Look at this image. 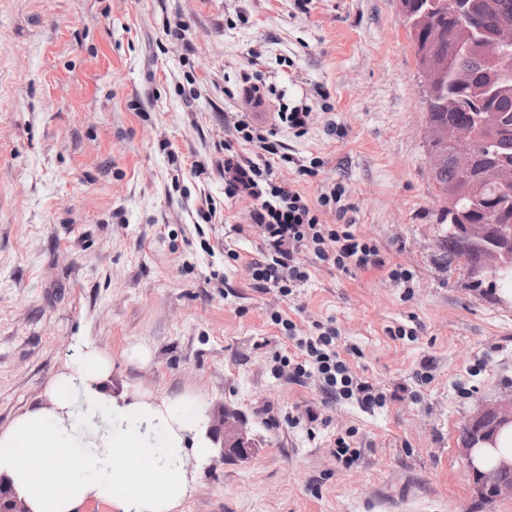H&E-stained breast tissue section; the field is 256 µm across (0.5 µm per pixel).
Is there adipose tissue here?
Here are the masks:
<instances>
[{
  "instance_id": "adipose-tissue-1",
  "label": "adipose tissue",
  "mask_w": 512,
  "mask_h": 512,
  "mask_svg": "<svg viewBox=\"0 0 512 512\" xmlns=\"http://www.w3.org/2000/svg\"><path fill=\"white\" fill-rule=\"evenodd\" d=\"M111 371L96 349L80 350L52 382L49 407L0 434V479L29 512H74L89 499L117 512H174L190 493L189 470L209 463L214 448L202 405L114 398ZM471 457L482 470L512 467V422Z\"/></svg>"
}]
</instances>
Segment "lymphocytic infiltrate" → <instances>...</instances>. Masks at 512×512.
Returning a JSON list of instances; mask_svg holds the SVG:
<instances>
[{
  "instance_id": "1",
  "label": "lymphocytic infiltrate",
  "mask_w": 512,
  "mask_h": 512,
  "mask_svg": "<svg viewBox=\"0 0 512 512\" xmlns=\"http://www.w3.org/2000/svg\"><path fill=\"white\" fill-rule=\"evenodd\" d=\"M287 159L275 129L255 123L246 112L234 121L224 142V196L250 200L251 222L264 227L260 256L248 264L253 288L260 293L293 295L310 278L309 269L299 260L303 254L345 272L383 270L395 284H409L412 273L388 266L379 248L358 236L353 225L323 222L326 212H341L342 185H333L312 200L295 185L277 180L275 171ZM270 321L292 347L284 359L291 379L315 376L329 403L351 400L366 410L386 405V393L358 377L340 351L333 320L316 323L305 334L287 314L274 312Z\"/></svg>"
}]
</instances>
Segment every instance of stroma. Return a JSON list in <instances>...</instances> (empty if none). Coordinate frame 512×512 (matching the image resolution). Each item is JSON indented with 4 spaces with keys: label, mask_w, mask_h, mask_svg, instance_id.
Wrapping results in <instances>:
<instances>
[{
    "label": "stroma",
    "mask_w": 512,
    "mask_h": 512,
    "mask_svg": "<svg viewBox=\"0 0 512 512\" xmlns=\"http://www.w3.org/2000/svg\"><path fill=\"white\" fill-rule=\"evenodd\" d=\"M398 0H0V433L48 406L84 346L114 396L184 395L239 412L260 447L191 471L177 512H512L482 492L459 431L512 395V297L446 263L415 51ZM181 25L171 42L169 26ZM304 135L278 128L276 176L309 198L346 190L348 220L411 287L305 256L289 298L257 292L263 246L216 166L252 53ZM320 158L315 177L296 161ZM202 161L207 175L190 167ZM216 219L196 232L204 200ZM242 233H234V225ZM235 249L239 260L225 257ZM334 320L384 408L325 404L289 380L287 342ZM408 328L405 337L390 328ZM320 420L309 423L308 413ZM349 437L352 466L332 455ZM311 114L312 112L306 105L285 108L279 104L277 117L282 126L294 130L295 134L303 135L310 124Z\"/></svg>",
    "instance_id": "stroma-1"
}]
</instances>
